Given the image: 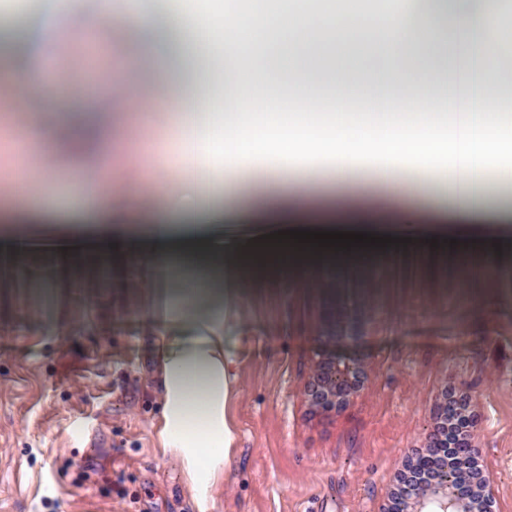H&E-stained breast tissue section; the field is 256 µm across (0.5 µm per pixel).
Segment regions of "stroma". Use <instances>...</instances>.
<instances>
[{
	"label": "stroma",
	"instance_id": "stroma-1",
	"mask_svg": "<svg viewBox=\"0 0 512 512\" xmlns=\"http://www.w3.org/2000/svg\"><path fill=\"white\" fill-rule=\"evenodd\" d=\"M433 38L422 55L456 62L453 36L436 0H422ZM71 25L53 48L49 81L80 85L78 59L94 45L98 88L73 99L112 133L109 194L93 213L119 231L105 263L73 261L27 249L0 276V512H198L196 492L172 449L162 447L159 387L164 349L144 318L160 271L131 269L129 251L155 214L193 183L199 213L232 200L257 221L274 208H295L275 173L248 160L222 177L221 159L186 177L164 166L180 154L181 119L169 86L202 109L213 55L195 42L141 52L142 32L97 17L96 0H70ZM27 46L0 58V238L27 240L69 221L83 199L95 152L47 159L28 154L31 129L56 128L60 117L38 101L20 105L17 74L40 68ZM307 213L331 215L357 206L397 231L395 214L416 207L436 222L425 190L386 198L375 177L352 173L344 191L322 170L306 182ZM441 247L421 243L385 263L380 277L353 284L344 273L314 269L301 284L267 275L240 286L237 319L225 341L236 359L229 406L239 432L230 464L216 481L209 512H381L405 460L425 451L446 397H466L477 424V462L491 481L495 512H512V287L501 273L475 277L470 307L453 296L455 282ZM342 300L352 334L324 342L322 305ZM336 354L363 375L352 403L316 412L307 385L319 354Z\"/></svg>",
	"mask_w": 512,
	"mask_h": 512
}]
</instances>
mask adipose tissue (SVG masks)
I'll return each instance as SVG.
<instances>
[{
	"mask_svg": "<svg viewBox=\"0 0 512 512\" xmlns=\"http://www.w3.org/2000/svg\"><path fill=\"white\" fill-rule=\"evenodd\" d=\"M280 10L231 15L217 25L202 14L174 13L168 26L151 33L152 43L171 35L194 38L206 33L211 42L222 43L233 90L243 106L242 113L225 120L224 137L208 140L197 123L192 104L184 106L181 134L186 141L206 140L205 155H222L225 173L234 172L248 156L272 163L280 172L303 168L314 175L327 164L337 180L358 170L388 181L420 176L433 197L441 219L457 229V250L474 243H487L485 226L501 224L505 215L490 204L489 189L494 174H512L505 167L512 158V122L494 114L495 92L512 87V61L491 54L494 36L484 0H439L458 30L454 55L456 78L444 82L434 57L422 56L418 45L428 39L427 25L416 10L398 16L371 14L360 0H336L333 11L313 12L308 0H279ZM287 23H280V15ZM266 31L278 28L279 39L293 44L302 39L312 44L331 45L336 55L334 69L350 73L355 60L349 45L355 33L363 32L382 49V60L371 75L375 88L391 85L399 90L412 110L404 116L382 112L385 96L374 98L364 115L333 121L312 120L324 99L349 96L350 82L313 84L303 94L308 110H294L298 94L295 79L270 93L262 77L265 53H248L240 48L244 28ZM68 29L66 6L37 21L11 24L12 34L40 51ZM446 90L452 104L448 125L436 120L437 93ZM232 209L221 214L200 215L192 207L179 205L159 212L151 226L155 255L168 271L179 263L194 261L224 276V287L193 288L183 297L159 294L155 307L145 318L160 327L187 326L190 340L167 349L162 356L160 386L164 399L159 435L164 447L175 449L201 499H208L214 479L231 460L237 434L227 416L236 380L235 361L225 350V334L239 307L236 284L242 272L271 273L283 267L306 268L328 256L348 257L354 253L383 255V243H321L297 239L282 231L289 220L284 209L269 216L272 228L253 236L231 251L219 249L210 238L211 225L234 218ZM45 242L49 249L69 257L91 252L107 258L112 250V228L103 226L89 240L53 226Z\"/></svg>",
	"mask_w": 512,
	"mask_h": 512,
	"instance_id": "1",
	"label": "adipose tissue"
}]
</instances>
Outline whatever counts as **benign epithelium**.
<instances>
[{
    "label": "benign epithelium",
    "mask_w": 512,
    "mask_h": 512,
    "mask_svg": "<svg viewBox=\"0 0 512 512\" xmlns=\"http://www.w3.org/2000/svg\"><path fill=\"white\" fill-rule=\"evenodd\" d=\"M326 339L344 341L349 336L341 324L342 315L335 305L323 310ZM359 369L348 361L322 355L314 363L307 392L314 409L331 414L346 407L358 381ZM443 433L435 434L429 448L403 464L401 482L388 495L383 512H495L488 489V479L476 469L474 459L466 455L459 462L461 477L448 464V422L462 420L461 445L473 447L476 420L461 399L445 401L437 412Z\"/></svg>",
    "instance_id": "obj_1"
}]
</instances>
